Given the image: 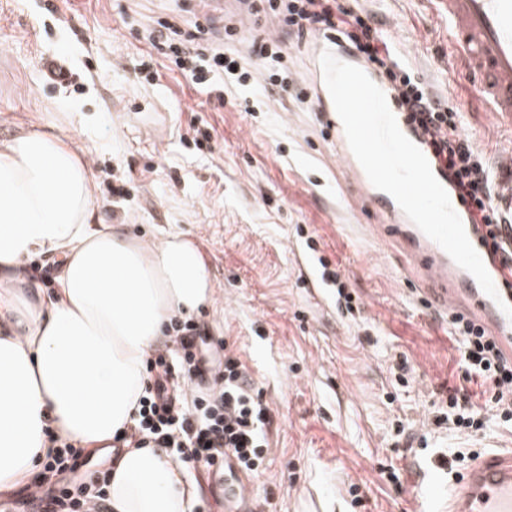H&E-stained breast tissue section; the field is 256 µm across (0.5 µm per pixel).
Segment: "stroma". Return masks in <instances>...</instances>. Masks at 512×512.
Listing matches in <instances>:
<instances>
[{"mask_svg":"<svg viewBox=\"0 0 512 512\" xmlns=\"http://www.w3.org/2000/svg\"><path fill=\"white\" fill-rule=\"evenodd\" d=\"M391 40L419 78L464 105L463 131L497 166L512 121L471 112L444 0H344ZM240 69L257 72L249 39L274 26L238 0H0V140L51 125L91 161L96 218L157 240L178 231L198 246L215 287L192 320L202 350L234 352L273 410L264 469L249 478L254 512H448L468 446L512 449L489 423L475 440L437 427L432 403L465 385L457 344L425 273L411 274L403 237L383 232L349 183L309 87L316 36L285 44L255 81L209 101L180 71L140 73L149 28L193 31L205 17ZM245 41L226 37L225 26ZM72 76L49 83L44 59ZM211 139L195 146V130ZM126 197L113 200V187ZM339 270L353 312L322 278ZM408 362V373L395 367ZM399 480H392V471Z\"/></svg>","mask_w":512,"mask_h":512,"instance_id":"stroma-1","label":"stroma"}]
</instances>
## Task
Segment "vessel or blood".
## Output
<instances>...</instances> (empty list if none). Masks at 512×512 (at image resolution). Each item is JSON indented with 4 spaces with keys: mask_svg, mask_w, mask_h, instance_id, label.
<instances>
[{
    "mask_svg": "<svg viewBox=\"0 0 512 512\" xmlns=\"http://www.w3.org/2000/svg\"><path fill=\"white\" fill-rule=\"evenodd\" d=\"M448 26L475 86L479 105L512 119V0H447ZM343 159L355 184L376 200L377 192L351 154ZM500 168L507 178L496 194L497 205L512 212V153H504ZM419 266L447 284L451 257L431 239L417 252ZM480 316L502 348L512 347V319L481 288L470 291ZM448 512H512V453L491 455L472 463L448 488Z\"/></svg>",
    "mask_w": 512,
    "mask_h": 512,
    "instance_id": "1",
    "label": "vessel or blood"
}]
</instances>
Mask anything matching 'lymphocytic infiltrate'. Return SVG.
I'll use <instances>...</instances> for the list:
<instances>
[{"label":"lymphocytic infiltrate","instance_id":"f902f5d3","mask_svg":"<svg viewBox=\"0 0 512 512\" xmlns=\"http://www.w3.org/2000/svg\"><path fill=\"white\" fill-rule=\"evenodd\" d=\"M248 7L272 15L296 38L321 33L342 41L386 77L408 125L424 138L434 163L447 175L469 223L485 226V245L501 255L502 265L512 271V238L505 233L512 228V215L495 203L496 177L483 151L463 132L460 107L416 81L382 31L340 0H289L283 7L277 0H250ZM149 38L151 51L185 72L195 87L216 101L224 99L225 72H237L242 82L249 78L248 73L238 72L236 61L225 57L223 44L211 43L208 52H201L196 34L177 25L162 22ZM448 323L461 349L466 384L481 382L497 417L512 423V356L487 328L464 313H449ZM174 331L173 353L158 355L146 366L150 382L139 399L131 429L134 447L169 448L183 463L209 472L223 465L229 454L241 472L258 474L266 459V433L273 423L262 390L248 380L239 358L228 354L217 377L219 391L194 395V380L204 373L195 347L197 327L186 321L176 324ZM435 423L474 436L485 426L484 408L465 385L448 391ZM83 456V449L66 443L47 454L32 490L19 496L20 505L35 502L42 512H106L110 470L98 471L79 484L65 478Z\"/></svg>","mask_w":512,"mask_h":512}]
</instances>
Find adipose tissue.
I'll list each match as a JSON object with an SVG mask.
<instances>
[{
	"instance_id": "adipose-tissue-1",
	"label": "adipose tissue",
	"mask_w": 512,
	"mask_h": 512,
	"mask_svg": "<svg viewBox=\"0 0 512 512\" xmlns=\"http://www.w3.org/2000/svg\"><path fill=\"white\" fill-rule=\"evenodd\" d=\"M94 217L89 162L62 137L0 142V492L30 484L54 439L111 447L166 327L214 301L192 240L149 245ZM34 256L53 263L51 294L33 288ZM108 505L195 512L198 500L169 449L130 447L112 465Z\"/></svg>"
}]
</instances>
